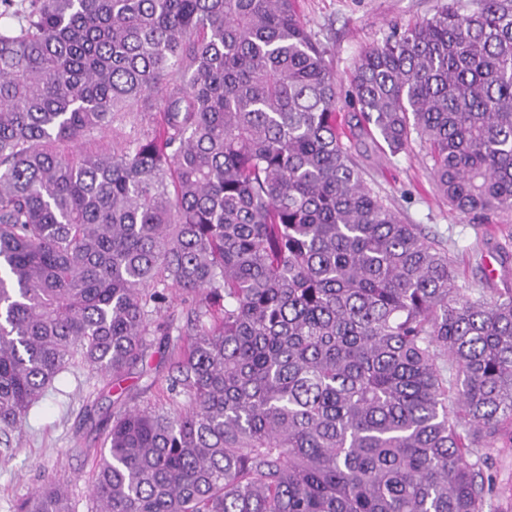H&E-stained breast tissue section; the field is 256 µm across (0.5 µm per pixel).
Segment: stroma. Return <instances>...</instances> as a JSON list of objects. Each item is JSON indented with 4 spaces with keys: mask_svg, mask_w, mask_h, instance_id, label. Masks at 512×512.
Returning <instances> with one entry per match:
<instances>
[{
    "mask_svg": "<svg viewBox=\"0 0 512 512\" xmlns=\"http://www.w3.org/2000/svg\"><path fill=\"white\" fill-rule=\"evenodd\" d=\"M449 0H298V18L319 41L339 93L360 54L385 39L392 26L405 27L432 17ZM351 152L364 180L383 202L409 224L418 225L450 250L461 282L486 295L512 289V211L480 217L464 215L440 198L430 161L419 143L391 154L369 138L351 139ZM149 363L154 374L133 370L118 391L108 377L74 367L64 373L58 392L35 406L14 440L18 447L0 453V512L19 505L48 480L68 481L76 512H90L89 484L112 412L157 402L151 380L166 375L159 356Z\"/></svg>",
    "mask_w": 512,
    "mask_h": 512,
    "instance_id": "35a3bbf8",
    "label": "stroma"
}]
</instances>
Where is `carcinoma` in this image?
Returning a JSON list of instances; mask_svg holds the SVG:
<instances>
[{
    "instance_id": "cac0c4a2",
    "label": "carcinoma",
    "mask_w": 512,
    "mask_h": 512,
    "mask_svg": "<svg viewBox=\"0 0 512 512\" xmlns=\"http://www.w3.org/2000/svg\"><path fill=\"white\" fill-rule=\"evenodd\" d=\"M336 88L295 0H0L1 448L71 367L118 381L177 334L95 512H486L512 291L459 284L343 139H417L456 210L511 211L512 0L366 49L344 122ZM19 512L74 508L51 480Z\"/></svg>"
}]
</instances>
